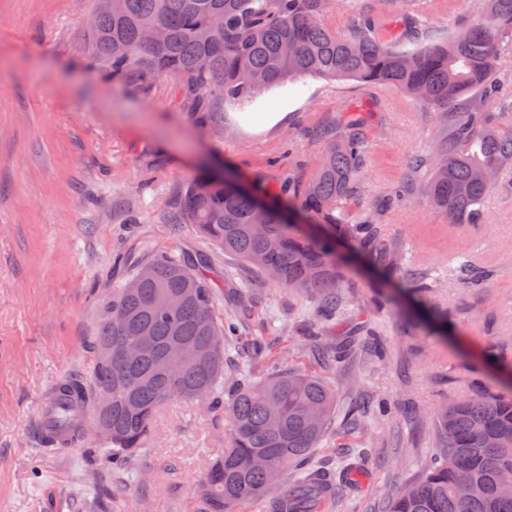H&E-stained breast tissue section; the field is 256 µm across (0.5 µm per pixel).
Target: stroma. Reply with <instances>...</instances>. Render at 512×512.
Instances as JSON below:
<instances>
[{"label": "stroma", "instance_id": "1", "mask_svg": "<svg viewBox=\"0 0 512 512\" xmlns=\"http://www.w3.org/2000/svg\"><path fill=\"white\" fill-rule=\"evenodd\" d=\"M95 6L0 0V512H204L201 475L230 429L228 414L207 400L164 406L151 440L117 469L100 459L94 437L44 453L34 436L46 392L90 376L104 305L130 274L116 257L149 248L196 257L217 316L233 312L235 298L248 304L242 333L264 351L225 359V393L289 366L313 368L309 337L348 349L345 368L324 375L336 392L335 431L313 457L335 470L344 454L337 429L364 400L391 402L392 416L345 439L368 458L333 510L381 512L386 496L420 479L439 454L429 411L490 383L483 342L512 340V168L484 199L481 223L424 238L420 229L439 221L427 208L402 202L388 213L394 244L435 284L424 303L402 296L398 308L382 306L400 293L399 274L337 243L344 303L324 320L314 294L277 286L181 223L184 186L201 166H223L277 202L281 184L304 181L322 155L316 130L373 94L382 109L367 117L363 182L367 197H379L432 150L434 113L394 87L305 77L267 89L251 119L228 105L203 124L175 80L143 91L95 69L86 31ZM481 10L482 0H427L429 31L455 32ZM463 259L493 277L463 287ZM429 309L453 314L447 339L422 326ZM375 343L376 358L367 353Z\"/></svg>", "mask_w": 512, "mask_h": 512}]
</instances>
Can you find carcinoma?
I'll return each mask as SVG.
<instances>
[{
  "label": "carcinoma",
  "mask_w": 512,
  "mask_h": 512,
  "mask_svg": "<svg viewBox=\"0 0 512 512\" xmlns=\"http://www.w3.org/2000/svg\"><path fill=\"white\" fill-rule=\"evenodd\" d=\"M329 0H112V12L95 16L89 53L106 77L148 87L177 81L204 121L218 105L253 103L266 89L295 76L351 79L368 88L392 85L436 112L438 139L416 156L408 177L387 198H373L355 212L345 203L362 196L361 174L370 143L365 112L378 102L355 105L332 129L323 156L302 185H288L280 206L255 209L254 189L232 191L230 171L219 179L206 172L188 181L179 202L184 224H194L216 248L260 273L274 268L276 283L318 295L331 316L342 301L336 236L356 246L377 267H397L407 290L426 295L433 283L393 251L384 219L394 203L416 197L444 217L448 229L475 224L479 207L498 173L512 168V86L500 78V60L512 54V0H485L484 15L462 31L427 47H399L382 28L375 0H350L359 15L349 31L326 18ZM403 33L414 37L425 16L401 11ZM301 215L327 226L310 238L287 220ZM130 280L106 303L96 338L89 382L70 384L86 398L112 395L94 408L112 430V463L144 447L159 409L176 400L224 403V353L239 338L236 317L219 322L211 285L196 273L188 254L159 253L143 262L129 255ZM460 281L471 287L487 279L468 261ZM177 294L182 305L166 306ZM208 313L203 322L201 312ZM112 323H107V318ZM144 340L135 359L124 346ZM194 345L197 356L182 359L178 346ZM112 351V359L102 358ZM314 361L344 363L336 348L315 339ZM484 361L501 378H512V350L490 338ZM228 405L231 433L224 455L208 463L203 482L206 512H239L274 490L289 473L288 496L278 512H324L343 497L357 468L343 460L336 473L316 470L312 452L331 424L334 390L314 373L296 368L238 388ZM68 432L85 436V410L68 408ZM441 450L422 479L387 498L385 512H512V492L502 486L512 472V397L481 388L476 394L434 409Z\"/></svg>",
  "instance_id": "carcinoma-1"
}]
</instances>
